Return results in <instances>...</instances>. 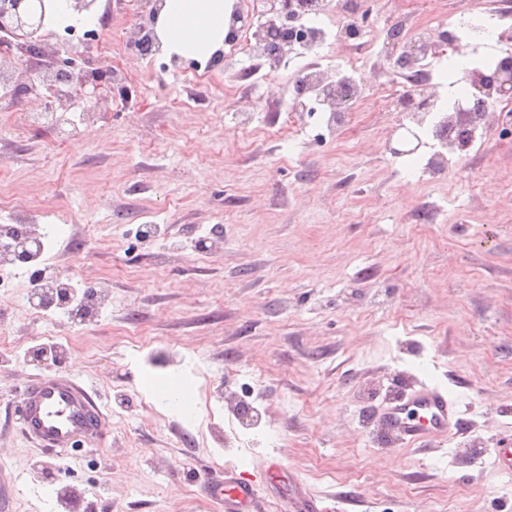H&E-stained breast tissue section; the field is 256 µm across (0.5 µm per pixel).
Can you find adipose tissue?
<instances>
[{
	"instance_id": "ef3b65f1",
	"label": "adipose tissue",
	"mask_w": 512,
	"mask_h": 512,
	"mask_svg": "<svg viewBox=\"0 0 512 512\" xmlns=\"http://www.w3.org/2000/svg\"><path fill=\"white\" fill-rule=\"evenodd\" d=\"M232 0H164L157 23L161 53L200 62L224 48Z\"/></svg>"
}]
</instances>
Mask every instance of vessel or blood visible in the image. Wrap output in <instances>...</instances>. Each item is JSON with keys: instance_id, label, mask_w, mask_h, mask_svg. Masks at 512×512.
<instances>
[{"instance_id": "vessel-or-blood-1", "label": "vessel or blood", "mask_w": 512, "mask_h": 512, "mask_svg": "<svg viewBox=\"0 0 512 512\" xmlns=\"http://www.w3.org/2000/svg\"><path fill=\"white\" fill-rule=\"evenodd\" d=\"M464 410L447 391L422 382L389 401L379 420L401 443L412 446L429 435L451 436L463 421ZM19 417L28 437L41 447L64 451L83 442L97 445L107 427L89 391L63 376L32 381L23 391ZM264 486L241 480L234 468L223 478L205 477L208 496L219 500L224 512H260L261 497L277 501L283 512H322L300 478L274 454L266 462Z\"/></svg>"}]
</instances>
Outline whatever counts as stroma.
<instances>
[{
  "mask_svg": "<svg viewBox=\"0 0 512 512\" xmlns=\"http://www.w3.org/2000/svg\"><path fill=\"white\" fill-rule=\"evenodd\" d=\"M96 11L81 65L125 93L83 98L60 129L26 126L36 93L0 109V190L54 227L38 267L103 287L90 323L37 314L29 267L0 291V512H224L200 475L232 465L261 485L274 452L325 512H512V473L490 456L512 444V125L493 119L429 188L432 139L416 126L417 153L391 154L406 115L371 99L353 136L317 139L306 112L269 133L306 67L353 61L374 83L386 45L330 39L258 73L229 53L200 80L133 56L132 0ZM430 78L441 101L467 91L462 57L434 59ZM139 328L150 346L130 344ZM56 374L92 389L111 430L59 452L48 477L17 408L30 379ZM423 380L467 407L466 426L421 447L382 437L378 413ZM172 381L188 412L169 411Z\"/></svg>",
  "mask_w": 512,
  "mask_h": 512,
  "instance_id": "obj_1",
  "label": "stroma"
}]
</instances>
